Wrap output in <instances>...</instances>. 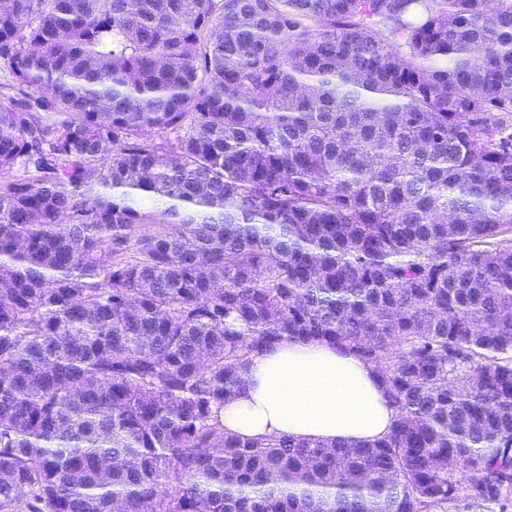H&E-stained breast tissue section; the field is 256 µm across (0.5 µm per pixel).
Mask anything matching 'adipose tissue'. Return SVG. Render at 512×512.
Listing matches in <instances>:
<instances>
[{
	"label": "adipose tissue",
	"mask_w": 512,
	"mask_h": 512,
	"mask_svg": "<svg viewBox=\"0 0 512 512\" xmlns=\"http://www.w3.org/2000/svg\"><path fill=\"white\" fill-rule=\"evenodd\" d=\"M396 416L373 364L324 342H284L254 359L224 430L245 438L351 444L386 436Z\"/></svg>",
	"instance_id": "1"
}]
</instances>
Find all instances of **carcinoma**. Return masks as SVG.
Returning a JSON list of instances; mask_svg holds the SVG:
<instances>
[{"label":"carcinoma","mask_w":512,"mask_h":512,"mask_svg":"<svg viewBox=\"0 0 512 512\" xmlns=\"http://www.w3.org/2000/svg\"><path fill=\"white\" fill-rule=\"evenodd\" d=\"M493 3L0 8V512L512 509ZM288 341L377 366L390 432L224 433Z\"/></svg>","instance_id":"cac0c4a2"}]
</instances>
